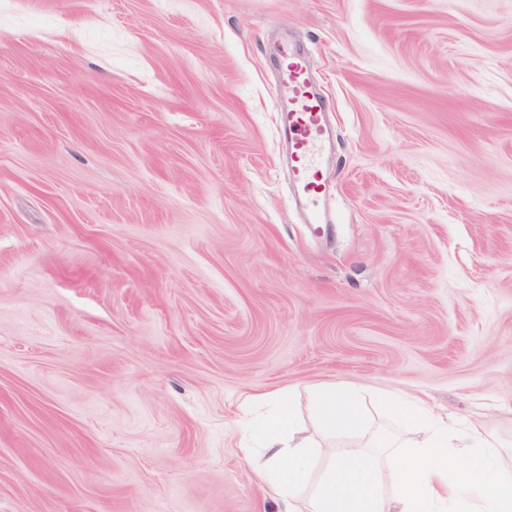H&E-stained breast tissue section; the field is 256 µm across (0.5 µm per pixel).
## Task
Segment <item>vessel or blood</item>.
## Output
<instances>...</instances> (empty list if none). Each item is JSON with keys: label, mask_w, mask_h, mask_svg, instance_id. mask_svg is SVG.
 Segmentation results:
<instances>
[{"label": "vessel or blood", "mask_w": 512, "mask_h": 512, "mask_svg": "<svg viewBox=\"0 0 512 512\" xmlns=\"http://www.w3.org/2000/svg\"><path fill=\"white\" fill-rule=\"evenodd\" d=\"M279 96L280 127L288 140V163L296 193L308 223L314 225L317 234H327L331 222L322 208L326 187L320 177L327 108L311 89L304 59L296 57L290 61L281 76Z\"/></svg>", "instance_id": "obj_1"}]
</instances>
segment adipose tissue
<instances>
[{"mask_svg": "<svg viewBox=\"0 0 512 512\" xmlns=\"http://www.w3.org/2000/svg\"><path fill=\"white\" fill-rule=\"evenodd\" d=\"M379 406L412 424L414 438L346 444L324 463L319 443L298 437L290 411L263 422V445L249 452L263 493L282 512H512V448L497 435L449 429L417 399L384 395ZM313 408L323 438L364 426L343 386H320Z\"/></svg>", "mask_w": 512, "mask_h": 512, "instance_id": "ef3b65f1", "label": "adipose tissue"}]
</instances>
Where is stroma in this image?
I'll return each instance as SVG.
<instances>
[{
    "mask_svg": "<svg viewBox=\"0 0 512 512\" xmlns=\"http://www.w3.org/2000/svg\"><path fill=\"white\" fill-rule=\"evenodd\" d=\"M326 383L512 440V0H0V512H281L251 396ZM279 96L280 127L288 139V163L296 193L307 214L306 224H313L319 235L327 234L332 223L322 208L326 187L320 177L327 108L311 90L304 59L295 57L290 61L281 76Z\"/></svg>",
    "mask_w": 512,
    "mask_h": 512,
    "instance_id": "stroma-1",
    "label": "stroma"
}]
</instances>
